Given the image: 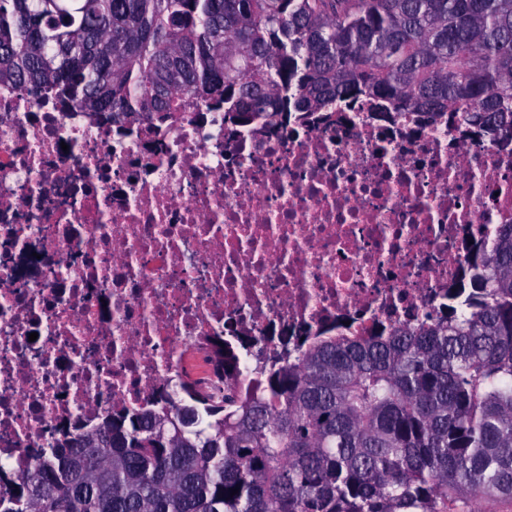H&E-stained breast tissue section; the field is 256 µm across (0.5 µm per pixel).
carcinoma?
I'll list each match as a JSON object with an SVG mask.
<instances>
[{"instance_id":"cac0c4a2","label":"carcinoma","mask_w":512,"mask_h":512,"mask_svg":"<svg viewBox=\"0 0 512 512\" xmlns=\"http://www.w3.org/2000/svg\"><path fill=\"white\" fill-rule=\"evenodd\" d=\"M0 84L165 125L175 95L239 124L368 102L512 133V0H0ZM419 326L319 340L42 451L0 512H469L512 501V223ZM99 436L97 454L80 442ZM236 489L238 493L231 494Z\"/></svg>"}]
</instances>
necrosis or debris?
<instances>
[{
	"label": "necrosis or debris",
	"instance_id": "4bbe7bcc",
	"mask_svg": "<svg viewBox=\"0 0 512 512\" xmlns=\"http://www.w3.org/2000/svg\"><path fill=\"white\" fill-rule=\"evenodd\" d=\"M512 223V137L338 108L283 135L183 108L118 132L0 86V494L50 441L159 404L212 337L280 365L416 326Z\"/></svg>",
	"mask_w": 512,
	"mask_h": 512
}]
</instances>
